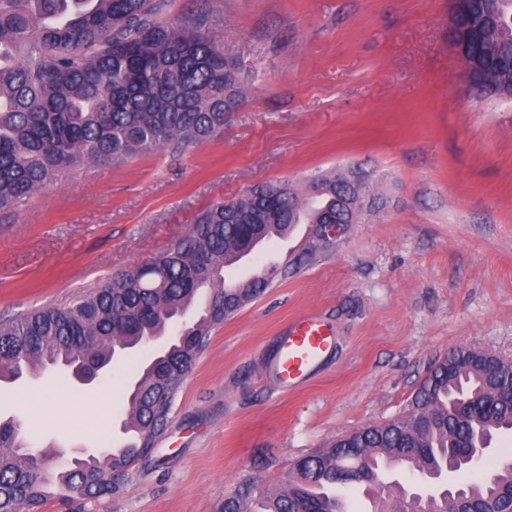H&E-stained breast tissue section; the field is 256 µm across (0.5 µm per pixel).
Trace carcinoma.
<instances>
[{"label":"carcinoma","mask_w":512,"mask_h":512,"mask_svg":"<svg viewBox=\"0 0 512 512\" xmlns=\"http://www.w3.org/2000/svg\"><path fill=\"white\" fill-rule=\"evenodd\" d=\"M167 0H0V204L29 196L63 167L122 161L166 145L209 138L234 110L241 85L209 34L208 14L183 24L162 15ZM450 22L467 30L461 57L480 92L512 98V0H466ZM368 176L334 171L311 183V194L259 184L238 198L211 203L191 233L136 271L118 273L67 308L40 307L0 318V379L39 376L63 362L112 358L150 344L200 289L224 304L204 308L179 331L168 356L146 368L128 397L123 430L135 440L117 453L102 449L54 469L23 450L21 422H0V512H38L58 489L61 503L111 493L110 477L149 461L170 419L180 383L211 328L257 299L291 266L269 265L228 284L224 270L252 239H283L293 223L328 224L347 205L365 201ZM512 363L478 359L462 348L434 362L402 415L347 433L295 460L265 512H336L347 494L336 471L359 467L350 486L373 499L374 512H447L446 499L416 502L382 479V462L411 475L462 470L457 449L480 430L512 432ZM470 400L476 412L455 410ZM494 479L475 467L460 484V502L479 512L512 506V455L493 464ZM250 491L224 499L221 512H250Z\"/></svg>","instance_id":"cac0c4a2"}]
</instances>
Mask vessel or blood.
<instances>
[{
	"label": "vessel or blood",
	"instance_id": "vessel-or-blood-1",
	"mask_svg": "<svg viewBox=\"0 0 512 512\" xmlns=\"http://www.w3.org/2000/svg\"><path fill=\"white\" fill-rule=\"evenodd\" d=\"M332 335L317 318L301 316L293 320L283 337L273 364L275 375L283 381L305 377L330 350Z\"/></svg>",
	"mask_w": 512,
	"mask_h": 512
}]
</instances>
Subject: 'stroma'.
Instances as JSON below:
<instances>
[{"mask_svg":"<svg viewBox=\"0 0 512 512\" xmlns=\"http://www.w3.org/2000/svg\"><path fill=\"white\" fill-rule=\"evenodd\" d=\"M450 0H169L170 22L209 15L242 92L208 139L59 170L0 207V318L65 307L144 265L210 203L258 183L308 191L369 174L376 207L332 252L216 324L182 382L152 461L84 512H219L252 504L290 464L401 414L428 366L457 347L512 359V98L480 94L450 45ZM311 315L334 345L303 379L268 365ZM148 350L111 366L113 447ZM52 372L0 381V420L40 447L97 448L69 395L53 416L28 397Z\"/></svg>","mask_w":512,"mask_h":512,"instance_id":"obj_1","label":"stroma"}]
</instances>
